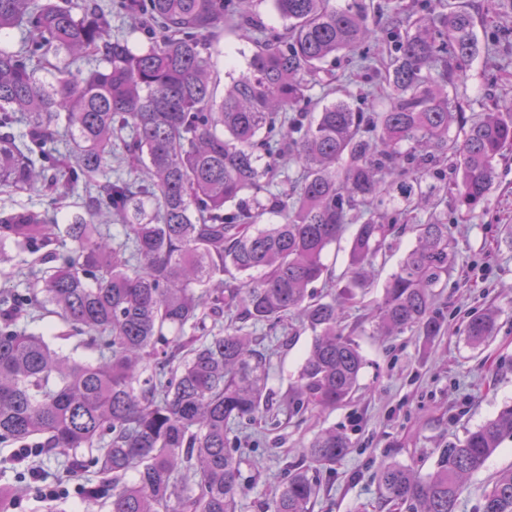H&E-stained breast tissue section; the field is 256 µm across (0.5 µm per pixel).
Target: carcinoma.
Instances as JSON below:
<instances>
[{
    "instance_id": "obj_1",
    "label": "carcinoma",
    "mask_w": 512,
    "mask_h": 512,
    "mask_svg": "<svg viewBox=\"0 0 512 512\" xmlns=\"http://www.w3.org/2000/svg\"><path fill=\"white\" fill-rule=\"evenodd\" d=\"M250 5L89 0L77 13L70 0H0V35L18 32L0 46V188L82 191V212L63 227L46 210L0 212V252L46 264L27 275L28 294L0 291V443L97 468L84 493L111 512H238L235 430L262 419L272 396L271 352L254 329L296 318L312 332L288 415L347 403L365 358L344 334V310L402 226L417 244L368 320L385 336L444 333L436 289L457 251L435 213L485 209L512 146V102L468 118L448 93L478 51L464 0H272L280 31L256 29ZM114 10L143 34L141 51L112 34ZM383 17L384 101L367 112L341 98L319 106L315 87L335 92L325 60L359 51ZM231 19L256 50L220 96L212 50ZM350 227L341 286L324 257ZM31 307L96 362L19 328ZM497 317L474 313L468 341L483 343ZM507 438L512 403L442 449L425 476L381 464L382 496L408 512H456L463 479ZM351 449L330 429L306 456L329 466ZM318 490L309 469L288 468L264 512H311ZM482 512H512V467L487 486Z\"/></svg>"
}]
</instances>
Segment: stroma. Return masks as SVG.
I'll list each match as a JSON object with an SVG mask.
<instances>
[{"instance_id":"obj_1","label":"stroma","mask_w":512,"mask_h":512,"mask_svg":"<svg viewBox=\"0 0 512 512\" xmlns=\"http://www.w3.org/2000/svg\"><path fill=\"white\" fill-rule=\"evenodd\" d=\"M473 4L479 54L459 92L476 113L492 102L512 101V52L487 49L494 31H512V11L494 8L491 0H473ZM253 51L249 39L225 31L213 53L221 85L245 70ZM496 172L488 207L450 227L458 257L440 295L450 333L373 335L364 315L367 305L380 298L382 288H370L361 304L345 315L366 360L353 401L319 415L282 420L276 428L261 424L246 428L249 442L242 450L245 495L240 512H263L284 468L304 466L305 446L318 432L332 428L346 433L353 449L322 470L312 512H393L382 505L379 495L375 475L381 463L431 472L441 448L463 438L467 429L492 418L503 402L512 400V149L500 157ZM490 306L499 312L496 329L482 345H471L464 336L468 317ZM311 342V332L299 325L266 336L264 343L273 352L268 379L273 392L284 394ZM15 450V445L0 444V488L15 493L11 512H110L109 506L84 495L89 473L67 474L66 455H41V481L36 484L23 476L22 466L14 460ZM511 466L508 439L482 471L467 479L458 512H481L486 486ZM43 483L65 486L67 492L55 500L42 498Z\"/></svg>"}]
</instances>
